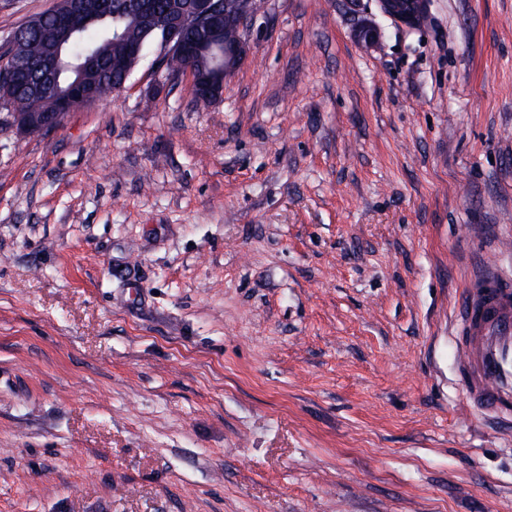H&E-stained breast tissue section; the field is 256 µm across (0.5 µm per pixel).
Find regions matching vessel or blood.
<instances>
[{
	"instance_id": "1",
	"label": "vessel or blood",
	"mask_w": 512,
	"mask_h": 512,
	"mask_svg": "<svg viewBox=\"0 0 512 512\" xmlns=\"http://www.w3.org/2000/svg\"><path fill=\"white\" fill-rule=\"evenodd\" d=\"M458 376L467 405L512 420V277L497 271L471 279L459 310Z\"/></svg>"
}]
</instances>
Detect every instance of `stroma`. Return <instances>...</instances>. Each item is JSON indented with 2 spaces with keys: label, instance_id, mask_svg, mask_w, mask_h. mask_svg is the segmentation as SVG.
<instances>
[{
  "label": "stroma",
  "instance_id": "obj_1",
  "mask_svg": "<svg viewBox=\"0 0 512 512\" xmlns=\"http://www.w3.org/2000/svg\"><path fill=\"white\" fill-rule=\"evenodd\" d=\"M258 6L213 104L151 45L0 132V512H512L448 339L512 267V0ZM378 3L382 13L408 29L418 28L426 10L425 0H378Z\"/></svg>",
  "mask_w": 512,
  "mask_h": 512
}]
</instances>
